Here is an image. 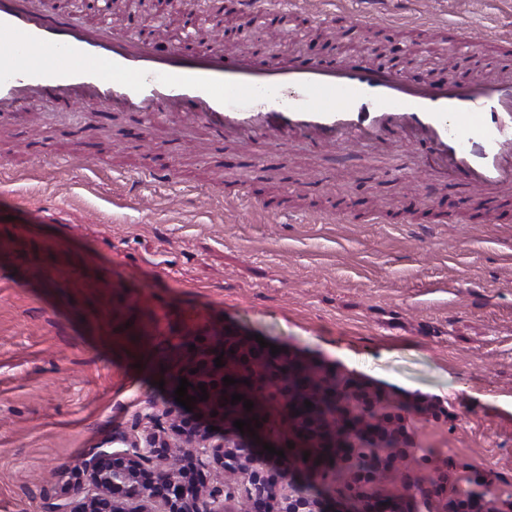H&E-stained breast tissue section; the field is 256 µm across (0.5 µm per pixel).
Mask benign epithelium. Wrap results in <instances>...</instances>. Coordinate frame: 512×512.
I'll return each mask as SVG.
<instances>
[{"label":"benign epithelium","instance_id":"7a95c632","mask_svg":"<svg viewBox=\"0 0 512 512\" xmlns=\"http://www.w3.org/2000/svg\"><path fill=\"white\" fill-rule=\"evenodd\" d=\"M222 357V367L214 359ZM296 361L256 353L233 338L185 360L173 378L191 382L190 396L201 395L198 385H205L206 403L224 407L225 429L188 419L181 404L174 402L162 414L156 411L138 416L131 431L112 437L124 445L122 451L99 450L61 471L65 478L61 495L52 512H226L224 485L208 478L192 479L200 465L222 479L232 478L237 487L236 499L249 504V512H333L329 504L305 493L292 481L268 478L267 463L257 449L268 443L284 451L285 459L309 453L305 468L318 473L336 469L355 449L347 447L349 435L360 442H370L369 452L388 443V431L380 423L357 413L354 401L359 390L343 382L335 383L332 374L309 373L303 387L296 385L291 367ZM238 380L226 386L223 377ZM248 380L249 384L242 383ZM264 386L275 388L288 421V436L275 432L267 421L263 406L251 410L243 402L231 403L232 394L255 400ZM319 395L334 391L338 396L339 414L346 428L329 424L328 418L313 410L306 415L293 411L304 392ZM250 420L258 438L240 432L236 420ZM294 447H288V443Z\"/></svg>","mask_w":512,"mask_h":512}]
</instances>
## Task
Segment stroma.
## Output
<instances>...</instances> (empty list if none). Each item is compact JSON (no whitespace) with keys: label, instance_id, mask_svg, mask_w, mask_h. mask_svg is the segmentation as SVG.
<instances>
[{"label":"stroma","instance_id":"1","mask_svg":"<svg viewBox=\"0 0 512 512\" xmlns=\"http://www.w3.org/2000/svg\"><path fill=\"white\" fill-rule=\"evenodd\" d=\"M365 14L359 34L349 18ZM181 11L127 0L118 22L164 46ZM465 25L483 45L454 51ZM512 0H307L267 16L248 51L365 64L369 42L409 75L512 78L495 37ZM136 117L44 102L0 121V512H49L57 470L127 430L189 346L262 336L366 388L414 440L373 491L405 512H454L460 490L512 506V184L479 199L424 194L423 152L213 143L174 114L152 140ZM178 180L149 173L168 155ZM234 178L264 209L225 202Z\"/></svg>","mask_w":512,"mask_h":512}]
</instances>
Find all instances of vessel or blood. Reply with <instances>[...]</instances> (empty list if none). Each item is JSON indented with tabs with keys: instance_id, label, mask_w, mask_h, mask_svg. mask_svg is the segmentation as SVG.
<instances>
[{
	"instance_id": "1",
	"label": "vessel or blood",
	"mask_w": 512,
	"mask_h": 512,
	"mask_svg": "<svg viewBox=\"0 0 512 512\" xmlns=\"http://www.w3.org/2000/svg\"><path fill=\"white\" fill-rule=\"evenodd\" d=\"M265 17L281 0H235ZM0 115L23 123L46 99L98 112H133L149 135L164 116L189 115L216 142H254L260 153L408 140L428 180H465L483 192L512 183V81L411 78L346 58L303 63L218 47L166 53L117 23L96 27L43 14L33 0H0Z\"/></svg>"
}]
</instances>
